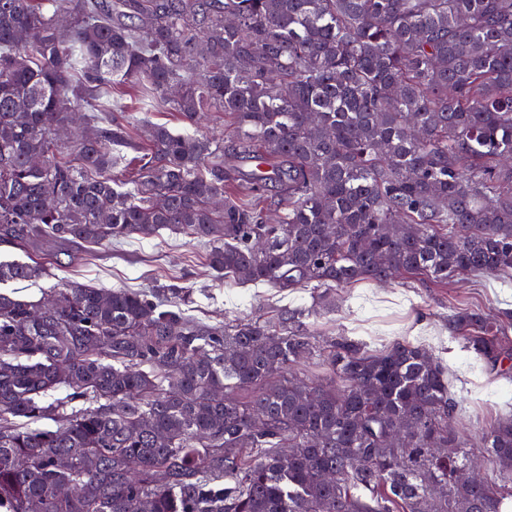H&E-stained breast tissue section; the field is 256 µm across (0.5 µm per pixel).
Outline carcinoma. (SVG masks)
<instances>
[{
  "label": "carcinoma",
  "mask_w": 512,
  "mask_h": 512,
  "mask_svg": "<svg viewBox=\"0 0 512 512\" xmlns=\"http://www.w3.org/2000/svg\"><path fill=\"white\" fill-rule=\"evenodd\" d=\"M123 87L194 130L224 115V139H134L111 116ZM163 229L219 277L317 304L512 276V0H0V242L79 262ZM43 273L0 262V283ZM193 293L0 292V512H504L512 484L458 473L476 447L512 481V418L476 444L455 430L423 345L323 336L287 306L209 324L181 308ZM448 331L486 365L512 357L511 309L453 310ZM312 360L333 380L290 374Z\"/></svg>",
  "instance_id": "cac0c4a2"
}]
</instances>
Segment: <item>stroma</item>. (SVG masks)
Wrapping results in <instances>:
<instances>
[{"instance_id": "1", "label": "stroma", "mask_w": 512, "mask_h": 512, "mask_svg": "<svg viewBox=\"0 0 512 512\" xmlns=\"http://www.w3.org/2000/svg\"><path fill=\"white\" fill-rule=\"evenodd\" d=\"M69 245L48 241L23 251L0 244V260L43 262L46 277L0 284V291L24 300H39L44 289L68 280L98 288L145 290L155 283L194 287L187 311L217 324L233 316L261 315L281 305L311 306L308 289L280 292L268 286H243L220 278L207 267L206 249L168 230L99 249L73 263ZM493 315L512 305V280L489 283L468 280L445 288H425L413 279L358 285L337 291L332 310L322 315L327 331L366 340L381 348L407 338L421 342L451 370V393L460 410L456 426L475 433L489 427L512 408V361L494 369L474 360L448 333V315L457 305Z\"/></svg>"}]
</instances>
